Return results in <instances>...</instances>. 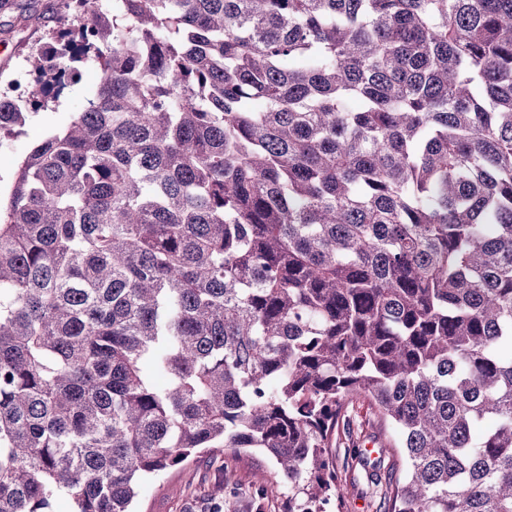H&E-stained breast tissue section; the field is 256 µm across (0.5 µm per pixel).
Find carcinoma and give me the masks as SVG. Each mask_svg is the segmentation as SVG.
Masks as SVG:
<instances>
[{
	"label": "carcinoma",
	"mask_w": 512,
	"mask_h": 512,
	"mask_svg": "<svg viewBox=\"0 0 512 512\" xmlns=\"http://www.w3.org/2000/svg\"><path fill=\"white\" fill-rule=\"evenodd\" d=\"M28 100L103 80L0 200V512H130L199 448L385 512H512V0H81ZM350 415L354 429L353 437L342 435L341 448H336L338 483L344 492L345 502L344 509L339 512H379L381 484L377 483L375 478L384 484L388 478H394L396 471L389 469L388 457L385 458L377 472L372 471L371 464L379 458L380 452L370 457L364 449L375 448L378 451V448L380 449L383 445L384 438L369 404L362 400L355 401L353 407L350 408ZM361 433L366 436L367 440L366 447L363 446L359 449L363 450L370 459V464L365 468L358 464L353 454V448H347L352 447V441L356 440V436ZM367 445H373V447ZM371 474H377V477H372Z\"/></svg>",
	"instance_id": "1"
}]
</instances>
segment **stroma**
<instances>
[{
    "mask_svg": "<svg viewBox=\"0 0 512 512\" xmlns=\"http://www.w3.org/2000/svg\"><path fill=\"white\" fill-rule=\"evenodd\" d=\"M58 0H0V92L8 90L26 66L27 57L52 42L58 26ZM78 81L43 107L31 111L14 135L0 137V188L10 185L24 155L50 132L69 124L95 94L103 74L90 59L79 61ZM351 438H343L336 451L338 483L344 508L328 504L326 512H379L382 481L391 478L388 464L378 470L358 464ZM272 466L266 457L241 455L225 463L224 451L207 448L181 465L142 484L133 506L136 512H284L287 489L270 493L264 476Z\"/></svg>",
    "mask_w": 512,
    "mask_h": 512,
    "instance_id": "1",
    "label": "stroma"
}]
</instances>
